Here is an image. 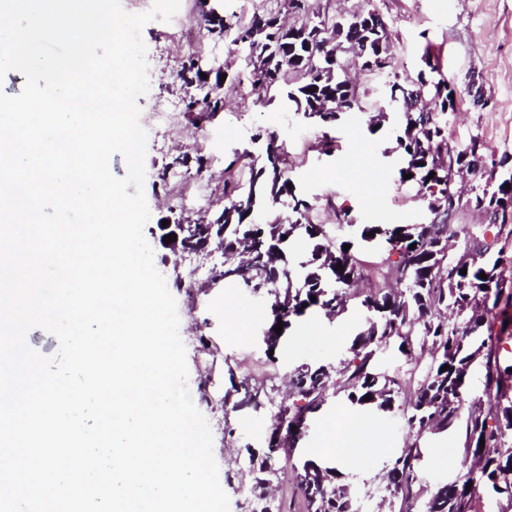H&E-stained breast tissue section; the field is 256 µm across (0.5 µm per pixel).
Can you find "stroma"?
Instances as JSON below:
<instances>
[{
  "instance_id": "35a3bbf8",
  "label": "stroma",
  "mask_w": 512,
  "mask_h": 512,
  "mask_svg": "<svg viewBox=\"0 0 512 512\" xmlns=\"http://www.w3.org/2000/svg\"><path fill=\"white\" fill-rule=\"evenodd\" d=\"M181 3L171 21L156 19L142 30L149 79L148 93L138 99L140 123L147 133L144 190L150 219L144 236L154 251L155 266L177 302L189 392L210 425L219 481L229 496L230 512H247L251 488L242 479L236 462L247 459L249 450L267 446L275 408L269 405L253 411L222 407L220 401L230 379L251 377L253 370L260 368L280 383L296 365L337 362L347 356L366 314L355 301L334 321L307 312L293 320L276 353H269L263 341L269 325L267 294H253L237 284L213 282L207 268L190 264L188 253H173L166 245L162 221L198 223L222 209L225 179L243 181L249 176L247 168L231 166L234 152L247 147L257 128L271 127L281 132L288 175L297 193L315 205L313 223L327 225L335 241L347 237L337 220L343 210L360 224L419 223L427 213L419 187L415 182L401 181L397 167L386 157L395 146L393 135L385 127L369 132V118L376 114L393 76L414 77L427 71L432 79H445L459 92L448 123L452 148H465L476 138L483 144L486 160L499 159L506 152L512 154V0H375L401 67L395 74L357 73L364 109L346 114L337 124V149L329 156L313 148L319 129L297 121L278 101L261 107L231 92L223 111L216 116L186 112V87L180 73L188 57L202 55L212 71L237 75L245 82L251 74L243 61L229 54L224 42L209 33L206 0ZM181 27L193 28V41L169 38L170 30ZM478 94L488 98V105L475 103ZM160 112L176 115L177 133L167 140L157 133L156 115ZM183 155L203 157L205 172L198 175L176 164V157ZM173 175L197 178L198 190L182 202H171L169 178ZM229 293L236 294L243 303L238 318L247 329L245 335H230L219 313ZM204 338L211 345V354L200 350ZM431 359L429 349L417 347L406 356L392 345L378 351L375 362L381 370L416 380ZM205 376L210 379V398L206 401L200 393ZM352 411L345 400L329 398L309 418L292 452V461L299 464L311 459L336 466L347 474L371 512H399V500L384 501L379 475L405 447L406 423L397 413H372L376 434L366 438L353 459L339 462L325 446L324 428L330 423L343 426ZM424 446L421 472L425 482L459 480L464 469L463 443L458 433L428 436Z\"/></svg>"
}]
</instances>
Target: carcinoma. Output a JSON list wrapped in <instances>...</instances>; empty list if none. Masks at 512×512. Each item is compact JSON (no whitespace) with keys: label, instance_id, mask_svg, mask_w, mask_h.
<instances>
[{"label":"carcinoma","instance_id":"obj_1","mask_svg":"<svg viewBox=\"0 0 512 512\" xmlns=\"http://www.w3.org/2000/svg\"><path fill=\"white\" fill-rule=\"evenodd\" d=\"M296 2L297 23L280 24L278 15L254 14L242 22L234 14L210 21V32L227 41L229 53L241 56L251 68L253 103L265 106L277 93L285 95L295 110L312 117L321 130L316 145L330 155L336 150L331 132L340 118L339 110H362L356 84L348 75L341 57L360 60L359 70L382 73L394 67L386 24H378L380 14L361 8L347 16L318 22L312 17L310 0ZM187 86L199 83L207 88L201 97L185 98L189 112H217L229 92L242 81L234 77L210 84L201 78V59L191 57L182 67ZM419 83L426 112L402 121L396 136L397 152L403 162L399 174H413L427 202L429 219L422 224H356L343 212L346 226L366 245H379L388 255L397 256L394 271L396 285L383 284L364 290V262L351 249L354 242L332 241L325 224L310 218L313 204L296 194L287 176L288 159L279 136L270 129H258L251 136L254 144L265 143L264 152L234 153L228 168L243 162L249 170L246 181L224 180V208L208 224H185L180 229L184 247L224 242V262L213 279L235 282L253 293L267 292L271 297V323L266 332L270 349L278 347L281 335L274 326L318 309L331 318L345 314L350 301L356 300L367 312L364 327L351 344L350 355L336 364H300L288 375V389L274 401L263 384L243 381L224 393V406L263 408L276 405L269 442L262 450L248 452V467L243 475L251 482L255 501L266 502V495L278 481V469L272 461L293 450L306 428L308 418L317 413L328 397H340L353 406H368L382 413H402L412 438L392 460L382 475L390 496L400 499L401 512H477L478 501L467 490L469 479L460 483L428 487L421 479L419 463L423 455L422 436L432 430H459L464 437V459H476L475 476L489 492L504 498L512 509V362L501 356L502 338L492 336L493 311L512 306V288L501 295L500 285L512 268V255L505 247L495 248L503 235H512V158L504 155L492 163L490 178L499 181L490 192L472 189L467 199L473 208L484 211L482 201L497 197V210L489 216L486 229L495 228L493 240L470 236L465 250L448 254V241L464 231L448 223L459 207L460 197L450 184L452 170L483 163L482 144L473 139L461 150L448 148V121L454 111L457 89L440 79L394 80L390 89H398L390 98L391 106L404 114L403 90ZM434 177H429V174ZM272 201L288 209V216L274 224L253 220L255 208ZM287 239H282V236ZM415 248H410V245ZM306 249L307 259L295 263L292 246ZM350 249H344V246ZM342 265L343 270L336 269ZM466 274H460L461 269ZM485 274L482 279L479 274ZM316 300H311V297ZM418 336L431 344L432 363L414 394L404 395L405 380L375 370L373 349L393 343L408 347ZM482 359L485 391L492 401L467 399L466 378L472 363ZM449 369L442 370L443 366ZM371 400H364L365 396ZM298 492L307 512H359L358 499L349 493L336 468L306 460L293 467Z\"/></svg>","mask_w":512,"mask_h":512}]
</instances>
